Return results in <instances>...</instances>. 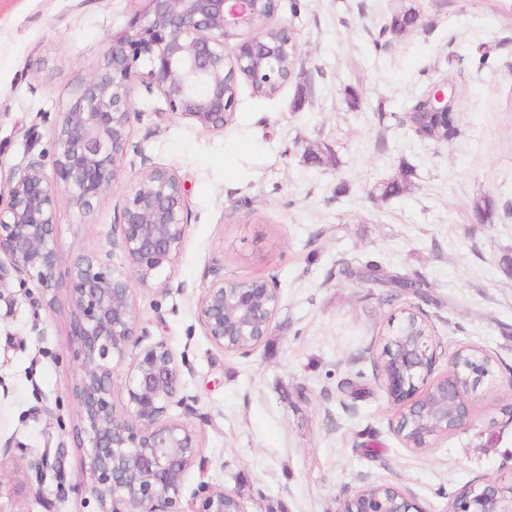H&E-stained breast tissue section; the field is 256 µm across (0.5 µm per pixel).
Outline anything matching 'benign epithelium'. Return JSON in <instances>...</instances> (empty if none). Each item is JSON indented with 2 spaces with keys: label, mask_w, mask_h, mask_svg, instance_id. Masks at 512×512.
Segmentation results:
<instances>
[{
  "label": "benign epithelium",
  "mask_w": 512,
  "mask_h": 512,
  "mask_svg": "<svg viewBox=\"0 0 512 512\" xmlns=\"http://www.w3.org/2000/svg\"><path fill=\"white\" fill-rule=\"evenodd\" d=\"M130 30L112 42L97 69L68 91L65 112L53 129V176L43 156L31 157L9 179L8 202L0 203V280L10 270L37 283L45 305L57 303L56 207L65 195L88 217L120 179L130 137L137 88L157 91L171 113L211 130H222L235 105L238 81L255 92L278 91L295 73L300 50L291 31L271 36L259 26L279 0H147ZM237 40L233 56L224 52ZM412 112L448 111L440 87ZM187 188L172 169L148 165L125 197L119 236L127 266L104 262L95 251L77 254L69 266L68 304L80 357L74 397L80 409L85 487L97 512H245L239 495L200 485L198 502L184 504V478L204 470L201 442L187 421L167 417L177 402L182 368L166 342L141 346L137 337L135 289L147 286L177 259L188 224ZM244 280L218 276L197 302L206 336L226 352L247 354L273 329L280 292L272 278ZM137 348L122 382L114 368ZM437 353L431 334L416 336L403 325L393 329L380 366L384 390L398 408L394 432L406 446L427 447L433 433L416 424L432 415L446 435L471 424L478 388L497 381L461 353L451 370L432 377ZM124 398L115 410V395ZM387 496L361 487L343 499L338 512H427L394 485ZM448 512H512V484L484 480L448 501Z\"/></svg>",
  "instance_id": "1"
}]
</instances>
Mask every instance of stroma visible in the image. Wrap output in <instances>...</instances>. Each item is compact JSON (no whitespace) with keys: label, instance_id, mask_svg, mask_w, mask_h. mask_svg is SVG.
Masks as SVG:
<instances>
[{"label":"stroma","instance_id":"1","mask_svg":"<svg viewBox=\"0 0 512 512\" xmlns=\"http://www.w3.org/2000/svg\"><path fill=\"white\" fill-rule=\"evenodd\" d=\"M145 0H0V202L13 168L52 162L53 128L76 81L92 75ZM418 24L393 33L394 15ZM269 26L302 52L273 95L240 80L223 130L170 113L138 89L121 177L80 217L60 198L62 259L112 249L124 196L143 165L173 169L188 188L182 251L137 287L144 344L183 360L169 415L195 427L200 484L237 492L246 512H337L367 484H389L427 512L485 479L512 482V0H280ZM453 89L458 131L418 136L408 121L436 84ZM404 190L381 197L380 184ZM489 197L478 223L472 202ZM371 259L427 283L422 296L360 284L343 263ZM275 278L273 332L249 354L207 337L197 301L215 275ZM55 309L9 273L0 281V512H94L74 387L80 359L57 272ZM413 310L438 345L435 374L459 349L493 360L471 426L407 448L377 364L393 325ZM63 449L41 473L29 458Z\"/></svg>","mask_w":512,"mask_h":512}]
</instances>
